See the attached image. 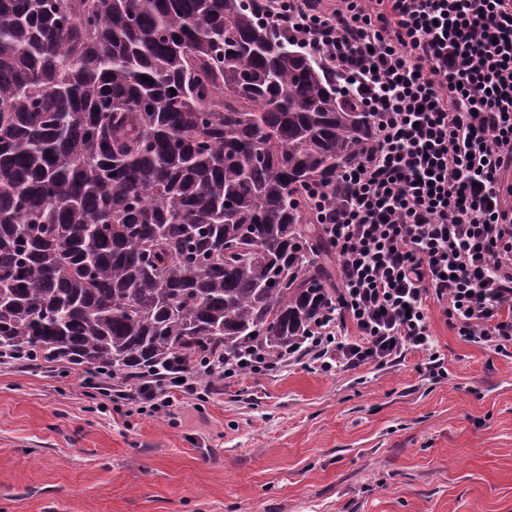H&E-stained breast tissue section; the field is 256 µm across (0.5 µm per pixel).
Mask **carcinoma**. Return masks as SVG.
Instances as JSON below:
<instances>
[{"label": "carcinoma", "mask_w": 512, "mask_h": 512, "mask_svg": "<svg viewBox=\"0 0 512 512\" xmlns=\"http://www.w3.org/2000/svg\"><path fill=\"white\" fill-rule=\"evenodd\" d=\"M370 135L248 0H0V351L114 382L282 353L336 292L307 191Z\"/></svg>", "instance_id": "obj_1"}]
</instances>
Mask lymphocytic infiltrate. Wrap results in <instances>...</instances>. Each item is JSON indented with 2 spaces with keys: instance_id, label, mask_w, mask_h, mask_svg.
Instances as JSON below:
<instances>
[{
  "instance_id": "1",
  "label": "lymphocytic infiltrate",
  "mask_w": 512,
  "mask_h": 512,
  "mask_svg": "<svg viewBox=\"0 0 512 512\" xmlns=\"http://www.w3.org/2000/svg\"><path fill=\"white\" fill-rule=\"evenodd\" d=\"M371 115L373 145L318 193L336 248V303L295 346L251 345L208 368L226 380L311 357L322 372L430 353L429 307L463 341L512 344V0H260ZM197 368L101 388L140 410L194 395Z\"/></svg>"
}]
</instances>
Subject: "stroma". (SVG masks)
<instances>
[{
    "mask_svg": "<svg viewBox=\"0 0 512 512\" xmlns=\"http://www.w3.org/2000/svg\"><path fill=\"white\" fill-rule=\"evenodd\" d=\"M323 373L207 383L169 413L115 410L86 374L0 361V512H512V345L465 342Z\"/></svg>",
    "mask_w": 512,
    "mask_h": 512,
    "instance_id": "stroma-1",
    "label": "stroma"
}]
</instances>
